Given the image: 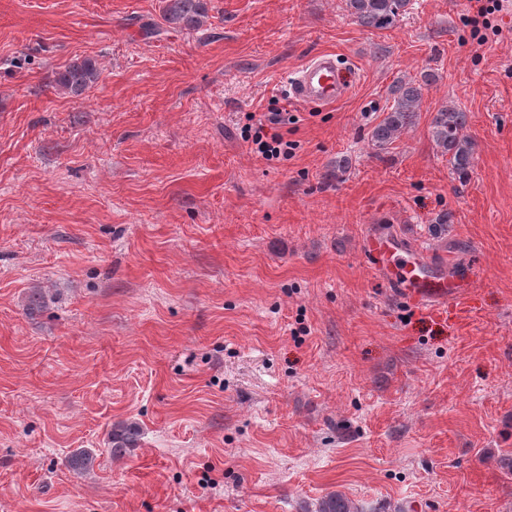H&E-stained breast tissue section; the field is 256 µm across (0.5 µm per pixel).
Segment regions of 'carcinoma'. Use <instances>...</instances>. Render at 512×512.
I'll list each match as a JSON object with an SVG mask.
<instances>
[{
  "mask_svg": "<svg viewBox=\"0 0 512 512\" xmlns=\"http://www.w3.org/2000/svg\"><path fill=\"white\" fill-rule=\"evenodd\" d=\"M411 0H346V8L354 21L370 30L387 29L406 13ZM207 15L205 0H164L162 19L173 29H196ZM100 77L98 62L90 57H76L54 72L53 83L74 98H81ZM433 74L424 72L419 80H399L391 87L392 105L383 119L369 134V145L376 153L387 150L406 130L414 127L420 116L423 91L432 82ZM469 114L458 105L441 103L430 122L435 146L448 155L453 174L463 179L475 164V143L464 134ZM140 427L135 422H121L110 432L111 452L123 457L138 447ZM96 453L91 448H78L67 460L68 467L79 474L94 469ZM316 512H360L358 507L340 492H331L318 504Z\"/></svg>",
  "mask_w": 512,
  "mask_h": 512,
  "instance_id": "obj_1",
  "label": "carcinoma"
}]
</instances>
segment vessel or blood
Listing matches in <instances>:
<instances>
[{"label":"vessel or blood","instance_id":"1","mask_svg":"<svg viewBox=\"0 0 512 512\" xmlns=\"http://www.w3.org/2000/svg\"><path fill=\"white\" fill-rule=\"evenodd\" d=\"M353 84V72L340 67L335 54L322 52L312 56L300 70L289 77L288 90L298 101L327 106L343 100L350 93ZM364 253L375 262L387 257H404V268L401 273L392 275L391 282L413 300L444 306L457 296V285L449 281L447 276L423 274L422 269L427 262L425 247L410 249L399 237L372 234L365 239Z\"/></svg>","mask_w":512,"mask_h":512}]
</instances>
